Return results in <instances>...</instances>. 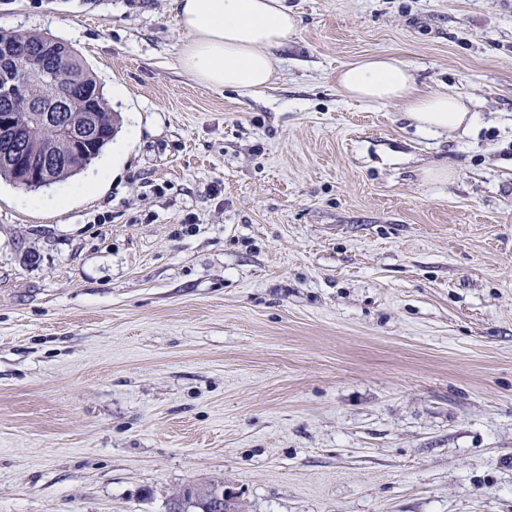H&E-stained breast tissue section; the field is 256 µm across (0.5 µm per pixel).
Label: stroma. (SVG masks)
Returning a JSON list of instances; mask_svg holds the SVG:
<instances>
[{
  "instance_id": "35a3bbf8",
  "label": "stroma",
  "mask_w": 512,
  "mask_h": 512,
  "mask_svg": "<svg viewBox=\"0 0 512 512\" xmlns=\"http://www.w3.org/2000/svg\"><path fill=\"white\" fill-rule=\"evenodd\" d=\"M286 3L247 95L180 68L174 0H0L119 116L77 175L0 180V512H512V0ZM378 54L469 134L346 99ZM232 496L229 491H224V486L219 485L203 492H199L194 486H190L183 493L184 499H189L187 504L191 503L200 507L202 512H230L231 509L225 507L231 503Z\"/></svg>"
}]
</instances>
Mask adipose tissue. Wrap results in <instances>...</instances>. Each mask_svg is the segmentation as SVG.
<instances>
[{
  "mask_svg": "<svg viewBox=\"0 0 512 512\" xmlns=\"http://www.w3.org/2000/svg\"><path fill=\"white\" fill-rule=\"evenodd\" d=\"M188 35L180 67L200 85L252 94L275 74L273 47L299 24L284 0H174ZM342 94L359 102L398 103L426 136L468 132L476 122L466 97L458 93H420L409 67L380 54L345 65L336 75Z\"/></svg>",
  "mask_w": 512,
  "mask_h": 512,
  "instance_id": "obj_1",
  "label": "adipose tissue"
}]
</instances>
